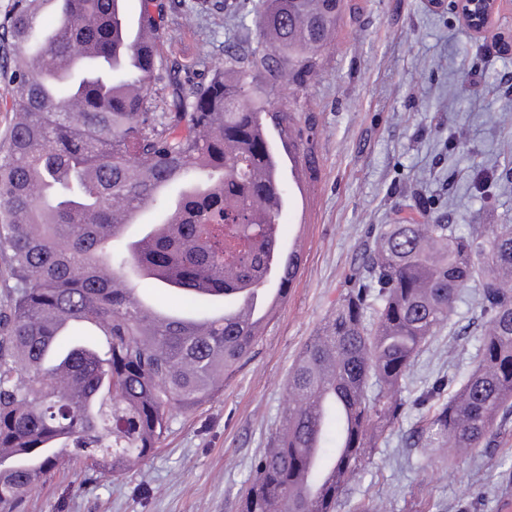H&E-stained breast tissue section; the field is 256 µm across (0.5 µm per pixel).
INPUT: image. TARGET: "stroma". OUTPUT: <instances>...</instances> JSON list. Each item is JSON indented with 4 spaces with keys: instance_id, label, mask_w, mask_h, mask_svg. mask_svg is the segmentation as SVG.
I'll return each instance as SVG.
<instances>
[{
    "instance_id": "stroma-1",
    "label": "stroma",
    "mask_w": 512,
    "mask_h": 512,
    "mask_svg": "<svg viewBox=\"0 0 512 512\" xmlns=\"http://www.w3.org/2000/svg\"><path fill=\"white\" fill-rule=\"evenodd\" d=\"M162 55L208 78L225 46L257 45L255 0H164ZM212 55L200 60L203 43ZM271 112L298 116L312 158L285 174L284 251L302 262L288 298L224 389L173 423L160 449L115 478L55 471L21 512H238L252 465L287 405L295 361L349 286L380 225L512 224V55L429 0H341L332 40L311 78L263 83ZM453 328L420 354L389 443L376 450L336 512H505L512 504V419L496 446L444 458L413 448L417 404L474 351L481 319L473 295Z\"/></svg>"
}]
</instances>
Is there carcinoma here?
Returning a JSON list of instances; mask_svg holds the SVG:
<instances>
[{"mask_svg":"<svg viewBox=\"0 0 512 512\" xmlns=\"http://www.w3.org/2000/svg\"><path fill=\"white\" fill-rule=\"evenodd\" d=\"M55 4L57 25L35 40L36 21ZM339 0H259L257 48L228 53L196 83L178 59L159 57L167 11L141 0L140 23L153 41L141 67L68 72L62 60L92 46L139 53L118 26L121 0H14L0 24L13 45L12 109L0 147V272L13 281L0 309V512H17L51 473L80 460L120 476L150 457L178 416L212 399L262 336L273 311L264 291L298 252L279 251L282 164L270 140L293 143L297 119L268 112L256 88L264 73L312 75L321 34L336 23ZM164 94L165 111L151 110ZM160 224L112 239L117 205L131 208L154 184ZM365 270L300 352L288 380V406L272 447L261 455L238 512H336L402 412L417 358L448 325L463 290L473 288L482 319L470 362L413 431L422 448L455 439L466 448L496 442L497 417L512 415V224L380 226ZM151 280L185 301V312L152 317L130 281ZM373 315L367 316V310ZM69 372L77 387L59 385ZM353 390L354 423L326 434L336 412L316 417L336 387ZM338 470L322 493L300 480L304 448Z\"/></svg>","mask_w":512,"mask_h":512,"instance_id":"1","label":"carcinoma"}]
</instances>
